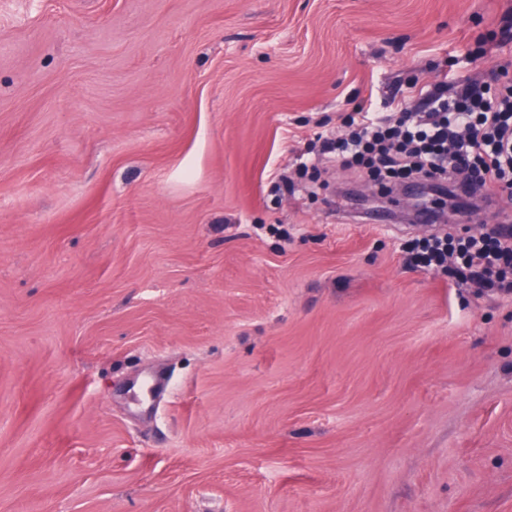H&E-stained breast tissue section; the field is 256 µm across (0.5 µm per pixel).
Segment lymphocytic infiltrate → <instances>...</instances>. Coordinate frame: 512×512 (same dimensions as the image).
<instances>
[{
  "mask_svg": "<svg viewBox=\"0 0 512 512\" xmlns=\"http://www.w3.org/2000/svg\"><path fill=\"white\" fill-rule=\"evenodd\" d=\"M346 127L343 137H324L325 152L340 167L365 168L383 190L415 175L485 202L512 191V82L444 81L426 94L413 88L395 112L360 107ZM409 260L441 268L460 284L512 294V235H434L415 244Z\"/></svg>",
  "mask_w": 512,
  "mask_h": 512,
  "instance_id": "f902f5d3",
  "label": "lymphocytic infiltrate"
}]
</instances>
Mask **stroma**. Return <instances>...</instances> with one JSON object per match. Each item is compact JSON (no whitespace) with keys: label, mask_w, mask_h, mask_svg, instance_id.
Masks as SVG:
<instances>
[{"label":"stroma","mask_w":512,"mask_h":512,"mask_svg":"<svg viewBox=\"0 0 512 512\" xmlns=\"http://www.w3.org/2000/svg\"><path fill=\"white\" fill-rule=\"evenodd\" d=\"M511 19L0 0V512H512V295L408 266L437 225L367 223L318 141L490 81Z\"/></svg>","instance_id":"1"}]
</instances>
